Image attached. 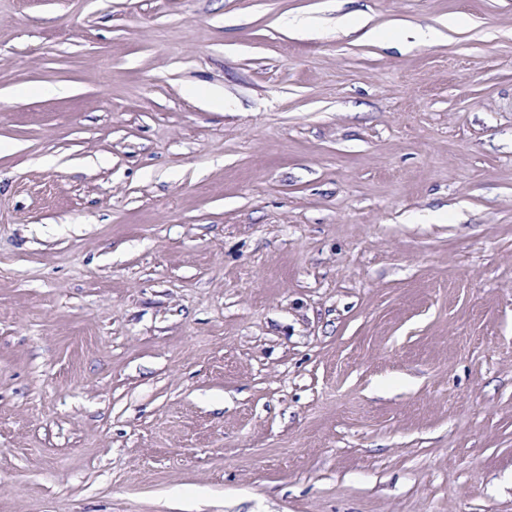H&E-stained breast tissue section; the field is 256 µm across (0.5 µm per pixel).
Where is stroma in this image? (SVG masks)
I'll use <instances>...</instances> for the list:
<instances>
[{
    "instance_id": "35a3bbf8",
    "label": "stroma",
    "mask_w": 512,
    "mask_h": 512,
    "mask_svg": "<svg viewBox=\"0 0 512 512\" xmlns=\"http://www.w3.org/2000/svg\"><path fill=\"white\" fill-rule=\"evenodd\" d=\"M0 512H512V0H0Z\"/></svg>"
}]
</instances>
